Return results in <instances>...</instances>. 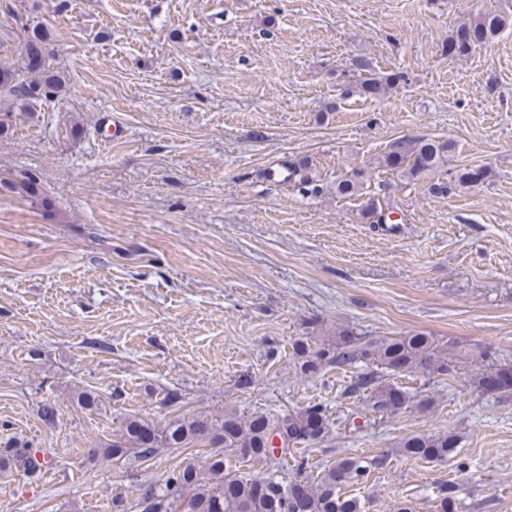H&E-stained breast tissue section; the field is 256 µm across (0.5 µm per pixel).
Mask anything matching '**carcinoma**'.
Returning <instances> with one entry per match:
<instances>
[{
	"label": "carcinoma",
	"instance_id": "cac0c4a2",
	"mask_svg": "<svg viewBox=\"0 0 512 512\" xmlns=\"http://www.w3.org/2000/svg\"><path fill=\"white\" fill-rule=\"evenodd\" d=\"M506 26L508 17L498 13H483L457 27L448 37V55L461 56L467 51L458 44L459 35L472 32L479 42L495 38ZM23 50L19 61L5 64L0 61V112L18 110L29 112L34 104L54 96L62 85V76L48 69L52 53L50 33L39 25L23 28ZM363 77L359 92L380 97L403 80L400 73L382 77L370 70L369 64L357 63ZM452 145L446 140L431 138L405 139L392 142L381 165L401 169L414 176L432 172L448 160ZM307 165L288 169V180L298 183L301 191L315 193L318 185L305 175ZM473 171L460 170L452 181L432 186L442 195L452 191V185L471 183ZM366 171L359 169L348 179L336 184V194L351 198L360 192ZM3 186L29 200L43 204L39 182L29 176L5 181ZM297 370L311 376L325 367L345 370L356 366L362 372L352 386V392H367L366 400L372 410L389 411V405H405L409 393L394 383L381 379L417 372L446 376L467 363L481 367L476 374V388L495 392L512 388V366L490 359L487 351L460 346L454 341H440L426 333L404 336H360L348 328L314 339L298 340L293 344ZM162 402L176 415L162 426L136 416L126 419L112 440L102 444L103 454L113 461L133 460L144 464L153 460L165 448H195L207 444L221 449L207 458L206 467L192 464L170 471L165 483L146 490L138 500L140 512H361L359 502L341 494L346 483H361L372 470L382 468L386 458L372 459L359 454L346 456L331 464L320 479L308 481L297 477L287 483L271 473L247 477L240 474L241 464L269 460L276 451L288 454V448L298 444H315L328 433L329 423L321 406L314 404L281 418L271 419L263 414L250 416L226 412L222 415H189L180 413L184 396L176 389L168 390ZM279 438L281 446L273 445ZM456 449L454 436L449 434L413 435L407 438L400 452L411 458L446 461ZM50 461H40L26 444L6 441L0 451V468L14 465L29 477H37ZM454 483L442 484L437 496L439 512H454Z\"/></svg>",
	"mask_w": 512,
	"mask_h": 512
}]
</instances>
